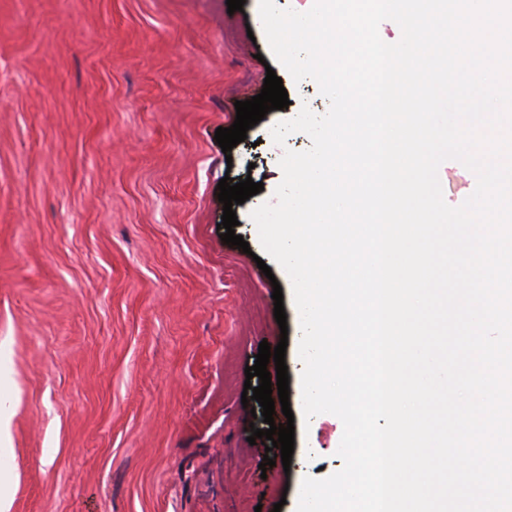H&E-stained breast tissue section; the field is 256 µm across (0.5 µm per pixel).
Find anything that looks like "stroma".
<instances>
[{
	"label": "stroma",
	"mask_w": 512,
	"mask_h": 512,
	"mask_svg": "<svg viewBox=\"0 0 512 512\" xmlns=\"http://www.w3.org/2000/svg\"><path fill=\"white\" fill-rule=\"evenodd\" d=\"M259 0H0V387L13 459L9 512H290L305 478L343 466V424L303 416L292 282L263 273L250 217L274 202L270 132L310 78L275 72L288 108L223 153L214 135L272 62ZM263 191L236 206L243 253L220 239V179ZM281 286L286 328L274 316ZM287 338L289 467L249 444L242 405L261 342ZM273 467L262 468L264 458Z\"/></svg>",
	"instance_id": "35a3bbf8"
}]
</instances>
